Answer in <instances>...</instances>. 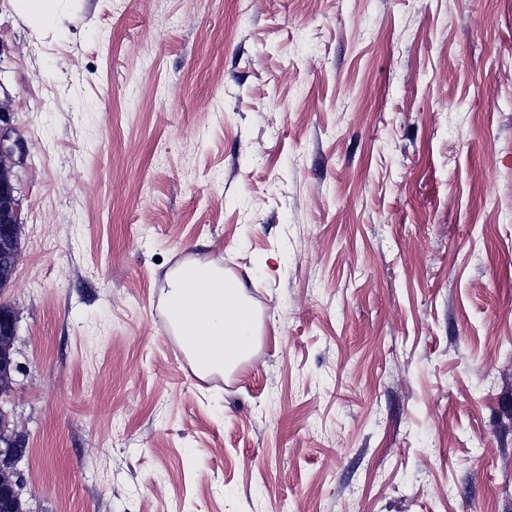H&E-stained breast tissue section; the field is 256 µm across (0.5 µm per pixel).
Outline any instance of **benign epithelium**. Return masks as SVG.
<instances>
[{
  "instance_id": "1",
  "label": "benign epithelium",
  "mask_w": 512,
  "mask_h": 512,
  "mask_svg": "<svg viewBox=\"0 0 512 512\" xmlns=\"http://www.w3.org/2000/svg\"><path fill=\"white\" fill-rule=\"evenodd\" d=\"M26 147L12 136L4 112L0 111V282L12 280L21 258L20 233L24 219L15 197L11 170L15 158H24ZM17 316L7 305L0 306V512H13L14 502L22 499L24 478L18 464L27 452L25 437L11 427L10 412L3 398L13 391Z\"/></svg>"
}]
</instances>
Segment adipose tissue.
Returning <instances> with one entry per match:
<instances>
[{
	"instance_id": "1",
	"label": "adipose tissue",
	"mask_w": 512,
	"mask_h": 512,
	"mask_svg": "<svg viewBox=\"0 0 512 512\" xmlns=\"http://www.w3.org/2000/svg\"><path fill=\"white\" fill-rule=\"evenodd\" d=\"M164 311L201 377L248 361L261 334V317L241 283L213 262L190 261L170 270Z\"/></svg>"
}]
</instances>
